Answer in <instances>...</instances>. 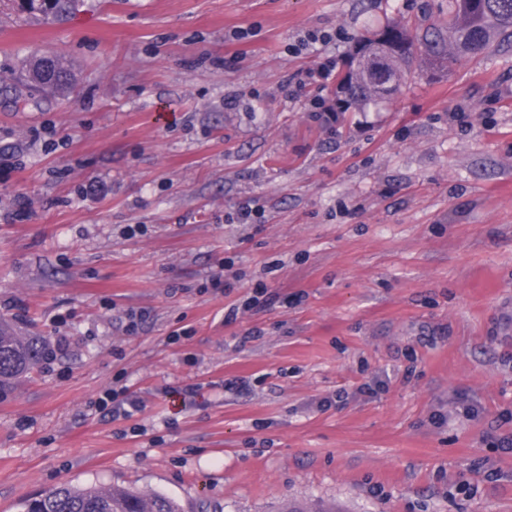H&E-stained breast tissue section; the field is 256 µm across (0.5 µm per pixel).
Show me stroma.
<instances>
[{"label": "stroma", "instance_id": "35a3bbf8", "mask_svg": "<svg viewBox=\"0 0 512 512\" xmlns=\"http://www.w3.org/2000/svg\"><path fill=\"white\" fill-rule=\"evenodd\" d=\"M447 5L85 0L55 22L0 0V73L38 52L76 76L0 94V316L69 342L0 397V512L64 481L186 512H512V455L484 439L512 430V43L332 131L286 97L306 32L339 31L341 69L368 24ZM246 199L261 223L237 224ZM227 262L224 293L206 274ZM256 288L268 304L225 322ZM119 375L146 401L129 420L95 408Z\"/></svg>", "mask_w": 512, "mask_h": 512}]
</instances>
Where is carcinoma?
I'll use <instances>...</instances> for the list:
<instances>
[{
    "label": "carcinoma",
    "instance_id": "obj_1",
    "mask_svg": "<svg viewBox=\"0 0 512 512\" xmlns=\"http://www.w3.org/2000/svg\"><path fill=\"white\" fill-rule=\"evenodd\" d=\"M28 9L54 18L75 14L84 0H27ZM385 34L400 48L386 56L375 47L376 35ZM512 40V0H484L482 9L471 12L466 0H448V14L438 21L396 18L362 36L360 44L370 56L369 67L352 66L348 82L338 84L352 103L360 106L378 97L375 73L380 66L407 83L420 62L430 68L448 70L460 53L481 56L499 40ZM29 90L54 89L67 92L72 87L69 69L55 56L31 58L22 68ZM50 343L37 333H21L0 318V391L33 378L47 354ZM21 512H184L175 498L159 491L110 484L74 485L62 482L20 504Z\"/></svg>",
    "mask_w": 512,
    "mask_h": 512
}]
</instances>
